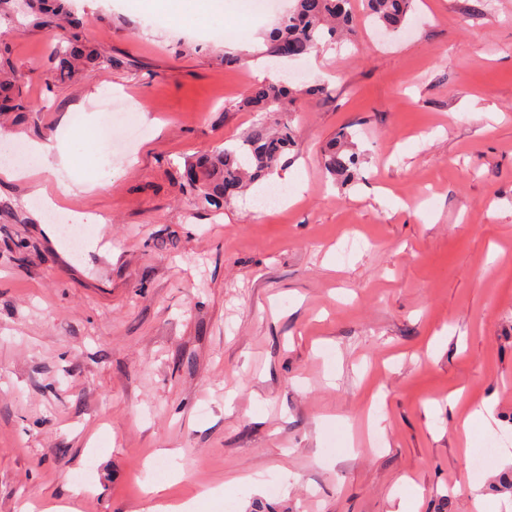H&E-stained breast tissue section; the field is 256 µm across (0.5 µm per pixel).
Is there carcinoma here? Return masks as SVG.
<instances>
[{"label": "carcinoma", "mask_w": 512, "mask_h": 512, "mask_svg": "<svg viewBox=\"0 0 512 512\" xmlns=\"http://www.w3.org/2000/svg\"><path fill=\"white\" fill-rule=\"evenodd\" d=\"M349 0H294L292 10L269 35V52L276 57L298 58L309 54L324 38L337 40L352 32ZM368 16L382 29L393 31L405 21L413 0H363ZM28 15L44 26L55 41L51 52L53 78L74 80L98 63V55L82 43V22L66 0H26ZM15 71L0 69V112H17ZM289 89L277 82L251 86L243 105L255 112L281 109ZM352 134L344 132L329 143L324 154L326 171L336 180L355 179L358 157L350 149ZM289 122L273 128L264 122L252 125L240 144L221 150H203L188 160L182 186L217 208L246 187L270 174L293 146Z\"/></svg>", "instance_id": "cac0c4a2"}]
</instances>
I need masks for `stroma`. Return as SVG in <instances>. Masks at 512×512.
<instances>
[{
	"label": "stroma",
	"mask_w": 512,
	"mask_h": 512,
	"mask_svg": "<svg viewBox=\"0 0 512 512\" xmlns=\"http://www.w3.org/2000/svg\"><path fill=\"white\" fill-rule=\"evenodd\" d=\"M236 3L201 23L69 0L106 57L77 84L51 78L45 28L0 16L25 103L8 128L65 132L73 155L0 181V512H187L217 488L223 512H475L467 472L512 503V0H414L393 35L352 0V39L292 61L265 42L293 0L238 22ZM257 60L299 91L266 115L293 129L262 181L287 177L288 198L192 201L185 162L257 119ZM133 126L97 186L98 131ZM342 131L348 185L324 168ZM74 174L95 190L57 204L100 215L103 246L47 232L36 191ZM486 406L492 427L464 435Z\"/></svg>",
	"instance_id": "stroma-1"
}]
</instances>
